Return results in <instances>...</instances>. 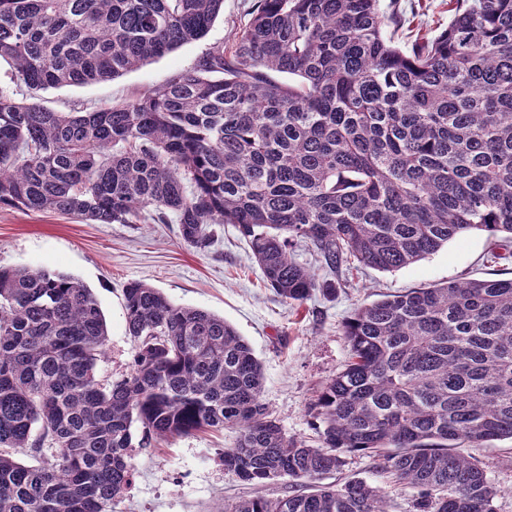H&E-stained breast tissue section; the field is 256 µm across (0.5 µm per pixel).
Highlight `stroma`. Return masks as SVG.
<instances>
[{"label": "stroma", "instance_id": "obj_1", "mask_svg": "<svg viewBox=\"0 0 512 512\" xmlns=\"http://www.w3.org/2000/svg\"><path fill=\"white\" fill-rule=\"evenodd\" d=\"M256 0H224V10L202 39L183 45L110 81L32 90L11 81V68L0 65V87L17 90L61 112L104 107L132 100L194 66L211 46L224 43L247 19ZM406 16L405 39L438 35L450 21L448 0H400ZM212 242L200 251L183 242L174 224H87L54 212L0 208V266L43 268L81 280L94 292L104 314L108 341L96 368L100 381L126 376L135 343L126 331L123 289L147 283L171 301L224 317L253 348L262 364V400L284 434L312 441L316 434L314 400L348 358L342 334L345 320L363 304L383 295L441 285L460 278L512 277V259L490 252L487 233L472 231L407 267L382 272L344 266L336 293H315L295 309L267 287L262 273L231 224L212 228ZM232 430L195 432L132 454V483L113 502L111 512H210L221 502L259 494H287L292 482L279 478L260 488L239 482L225 470L222 457L236 443ZM474 457L496 490L495 512H512V442L463 447ZM329 484L362 479L385 487L389 512H418L414 489L385 482L362 453H348Z\"/></svg>", "mask_w": 512, "mask_h": 512}]
</instances>
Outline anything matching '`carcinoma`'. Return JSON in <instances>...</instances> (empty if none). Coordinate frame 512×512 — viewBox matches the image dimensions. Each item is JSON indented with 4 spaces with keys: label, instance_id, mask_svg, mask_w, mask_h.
<instances>
[{
    "label": "carcinoma",
    "instance_id": "obj_1",
    "mask_svg": "<svg viewBox=\"0 0 512 512\" xmlns=\"http://www.w3.org/2000/svg\"><path fill=\"white\" fill-rule=\"evenodd\" d=\"M223 7L0 0V60L32 89L100 82L202 39ZM448 11L447 29L403 44L398 0H257L228 43L127 103L54 112L0 88V207L173 222L200 250L232 224L297 307L335 294L353 261L394 271L473 230L512 255V0ZM300 243L326 276L294 260ZM123 296L136 353L103 383L92 290L0 267V512H109L133 448L224 428L238 430L223 461L241 482L299 484L215 512H386L382 486L321 483L354 451L416 489L419 512H494L496 490L458 448L512 440V278L357 308L348 361L315 402V445L284 434L224 318L143 282Z\"/></svg>",
    "mask_w": 512,
    "mask_h": 512
}]
</instances>
